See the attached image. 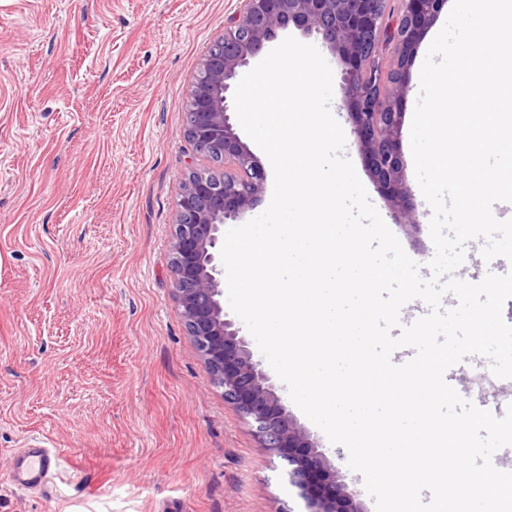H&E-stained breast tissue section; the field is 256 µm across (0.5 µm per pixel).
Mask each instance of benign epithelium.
I'll list each match as a JSON object with an SVG mask.
<instances>
[{
    "instance_id": "obj_1",
    "label": "benign epithelium",
    "mask_w": 512,
    "mask_h": 512,
    "mask_svg": "<svg viewBox=\"0 0 512 512\" xmlns=\"http://www.w3.org/2000/svg\"><path fill=\"white\" fill-rule=\"evenodd\" d=\"M390 0H242L238 15L206 51L191 83L183 130L193 155L177 193L170 269L187 335L212 386L253 428L258 450L279 458L305 512H365L360 491L288 411L261 363L224 312V223L264 192L266 173L232 122L231 90L279 32L316 36L342 66L344 106L371 179L387 186L397 224L418 223L399 142L404 72L446 0H401L390 24ZM395 45V68L383 76L382 51ZM224 162L218 176L201 162Z\"/></svg>"
}]
</instances>
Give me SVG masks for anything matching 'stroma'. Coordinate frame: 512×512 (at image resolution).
<instances>
[{
  "label": "stroma",
  "mask_w": 512,
  "mask_h": 512,
  "mask_svg": "<svg viewBox=\"0 0 512 512\" xmlns=\"http://www.w3.org/2000/svg\"><path fill=\"white\" fill-rule=\"evenodd\" d=\"M241 0H0V512H302L279 459L219 392L178 313L169 266L191 151L182 114ZM448 14L417 44L399 106ZM372 204L430 279L432 211L401 138L415 228ZM460 396L511 398L487 359L449 368ZM39 436L63 458L44 492L9 482Z\"/></svg>",
  "instance_id": "35a3bbf8"
}]
</instances>
